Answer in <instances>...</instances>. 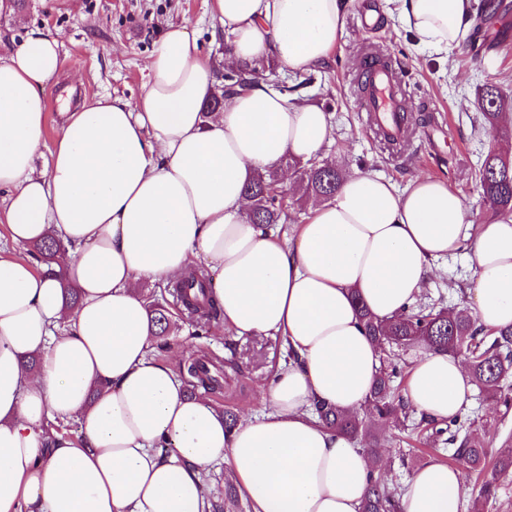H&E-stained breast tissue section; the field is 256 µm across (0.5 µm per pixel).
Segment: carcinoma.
<instances>
[{"mask_svg": "<svg viewBox=\"0 0 512 512\" xmlns=\"http://www.w3.org/2000/svg\"><path fill=\"white\" fill-rule=\"evenodd\" d=\"M490 0H481L476 6L474 40L488 41L492 38L490 23L494 14L490 13ZM272 71L268 65L251 68L228 67L224 72V84L221 95L203 106V111L213 112L224 102L226 95L237 89L252 86L259 76ZM478 105L484 123L499 128L503 136H511L512 129L500 125L502 114L512 110V99L502 93L494 83L482 86ZM279 169L272 168L260 173L244 188L251 200L249 219L255 224L275 226L290 220L288 210L301 211L308 199L327 201L331 199L340 183L342 172L339 167L326 164V161H313L303 170L296 184L283 189L278 182ZM475 184L482 200L492 213H512V159L500 154L496 149L487 151L475 173ZM38 260L49 266L58 253L56 241L40 243L35 246ZM210 281L204 274L187 270L166 282L165 289L176 300L183 302L192 325L206 327L210 321L219 319L221 309L209 291ZM363 330L370 340L379 347L395 345L409 347L424 342L430 347L449 353H465L473 382L489 401L507 409L512 407V385L505 381L512 375V327L484 331L477 325L472 315L465 309L446 314L435 306L411 304L391 320H379L363 305H358ZM148 321L155 328V335L165 334L169 322L165 309L148 305ZM239 365L228 360L224 365L223 376H214L206 369L201 358L185 361L182 373L189 379L191 386L206 391L223 388L238 374ZM404 367L399 361L389 358L382 361L381 372L371 390L368 410L378 418L391 422L401 429H411L422 433L430 430L437 436L448 435L449 444L454 446L456 458L465 461L473 470L482 473L486 470L490 456L485 434L464 412L446 420L421 418L419 422L406 424V401L400 393L397 379L403 376ZM319 419L354 439L361 445L369 462V488L361 512H402V488L381 482L375 473L382 467L384 439L376 436L365 424V420L334 410L324 403L315 405ZM512 474V451H503L494 456L492 471L483 480L475 496L471 499L470 509L480 512V504L495 496L497 481L502 476Z\"/></svg>", "mask_w": 512, "mask_h": 512, "instance_id": "obj_1", "label": "carcinoma"}]
</instances>
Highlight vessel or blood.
I'll use <instances>...</instances> for the list:
<instances>
[{
	"label": "vessel or blood",
	"instance_id": "1",
	"mask_svg": "<svg viewBox=\"0 0 512 512\" xmlns=\"http://www.w3.org/2000/svg\"><path fill=\"white\" fill-rule=\"evenodd\" d=\"M361 70L366 82L362 92L363 111L369 115L382 139L402 141L407 132L408 109L402 100L403 87L395 70L375 56L365 58Z\"/></svg>",
	"mask_w": 512,
	"mask_h": 512
}]
</instances>
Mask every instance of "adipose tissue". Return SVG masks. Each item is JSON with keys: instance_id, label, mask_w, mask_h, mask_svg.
<instances>
[{"instance_id": "adipose-tissue-1", "label": "adipose tissue", "mask_w": 512, "mask_h": 512, "mask_svg": "<svg viewBox=\"0 0 512 512\" xmlns=\"http://www.w3.org/2000/svg\"><path fill=\"white\" fill-rule=\"evenodd\" d=\"M396 3L424 46L445 52L468 32L471 0ZM211 13L227 63L271 57L304 71L334 52L347 0H212ZM60 47L39 33L0 56V223L16 246L0 250V512H210L203 475L220 463L252 512H361L366 456L313 414L319 402L365 413L381 353L356 301L392 319L465 244L472 316L488 330L512 326V214L475 224L442 180L400 188L356 170L291 236L251 223L245 182L285 158L318 157L330 115L264 81L203 113L219 82L184 25L159 40L137 103L105 95L61 112L38 167ZM51 237L64 248L46 270L25 248ZM198 264L229 335L277 336L294 352L260 384L265 412L230 431L150 355L143 283ZM474 388L461 357L426 347L404 396L445 419ZM71 418L79 438L47 434L48 421ZM462 497L461 471L428 463L406 479L402 509L460 512Z\"/></svg>"}]
</instances>
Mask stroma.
I'll return each mask as SVG.
<instances>
[{"instance_id":"stroma-1","label":"stroma","mask_w":512,"mask_h":512,"mask_svg":"<svg viewBox=\"0 0 512 512\" xmlns=\"http://www.w3.org/2000/svg\"><path fill=\"white\" fill-rule=\"evenodd\" d=\"M376 3L377 22L368 28L357 17L355 0H350L336 50L312 69V83L297 91L299 98L317 103L332 115L333 135L322 154L382 176L400 188L422 176L441 179L464 198L472 221L483 223L490 213L475 189V173L487 150L504 146L505 141L482 127L476 92L491 81L512 95V42L490 56L475 51L468 41L443 54L419 45L401 27L391 14V0ZM171 24L187 25L216 74H223L224 32L212 20L207 0H26L15 14L0 15V52L34 33L60 34L67 74L76 71L81 78L74 82L66 74L45 88L49 119L45 140L50 143L65 103L103 93L137 102L147 81L145 62ZM369 54L393 60L406 87L410 112L434 115L397 154L373 138L359 109L357 64ZM444 266L443 276L424 284L421 301L450 309L468 307L474 272L466 252L458 251ZM147 289L167 307L171 321L165 346L153 350V357L174 367L181 358L201 354L218 365L236 358L241 376L231 381L228 392L212 395L211 400L220 408L233 406L240 414L260 413L263 404L256 382L287 362L281 341L270 336L231 339L215 327L209 335L195 336L171 296L158 292L153 283ZM469 410L484 425L493 447L512 446V408L478 395ZM386 452L388 471L398 486L430 459H449L443 448L431 456L424 454L412 436L395 427L389 432Z\"/></svg>"}]
</instances>
